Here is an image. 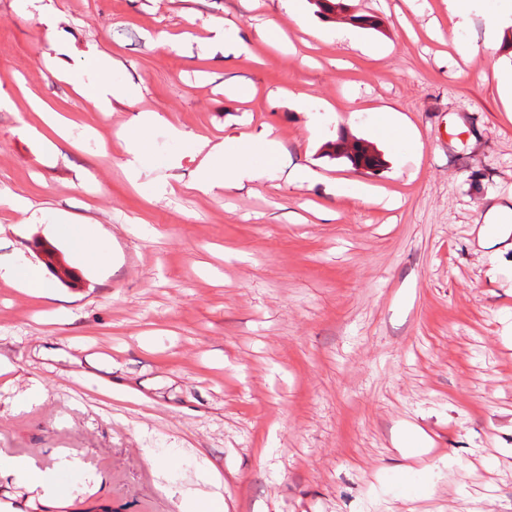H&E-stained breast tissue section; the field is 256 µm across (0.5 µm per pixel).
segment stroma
Segmentation results:
<instances>
[{
    "mask_svg": "<svg viewBox=\"0 0 512 512\" xmlns=\"http://www.w3.org/2000/svg\"><path fill=\"white\" fill-rule=\"evenodd\" d=\"M347 2L354 45L320 31L312 0L305 25L282 0H54L68 64L91 46L117 63L126 101L105 113L57 76L39 11L0 0V196L42 216L0 207V256L37 267L49 242L73 273L50 301L0 281L15 365L0 376V452L85 475L50 495L0 479V512H180L203 465L228 512H512V237L479 234L493 207L512 225V108L494 77L512 48L488 50L482 14L452 28L442 0ZM215 23L248 53L202 50ZM386 106L401 125L384 134ZM141 111L162 120L132 174L116 132ZM266 125L279 152L266 178L192 190L195 136L230 161L234 136ZM342 134L380 165L336 156ZM306 167L321 182L298 181ZM335 181L400 205L331 196ZM61 215L86 222L110 268L54 232ZM55 306L69 324L42 318ZM34 385L40 401L14 412ZM424 463L429 495L391 490Z\"/></svg>",
    "mask_w": 512,
    "mask_h": 512,
    "instance_id": "obj_1",
    "label": "stroma"
}]
</instances>
